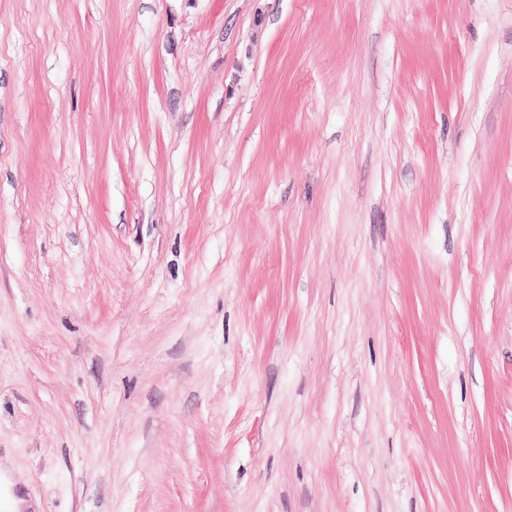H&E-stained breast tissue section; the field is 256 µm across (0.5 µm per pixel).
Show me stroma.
Segmentation results:
<instances>
[{
  "label": "stroma",
  "instance_id": "obj_1",
  "mask_svg": "<svg viewBox=\"0 0 512 512\" xmlns=\"http://www.w3.org/2000/svg\"><path fill=\"white\" fill-rule=\"evenodd\" d=\"M1 481L512 512V0H0Z\"/></svg>",
  "mask_w": 512,
  "mask_h": 512
}]
</instances>
